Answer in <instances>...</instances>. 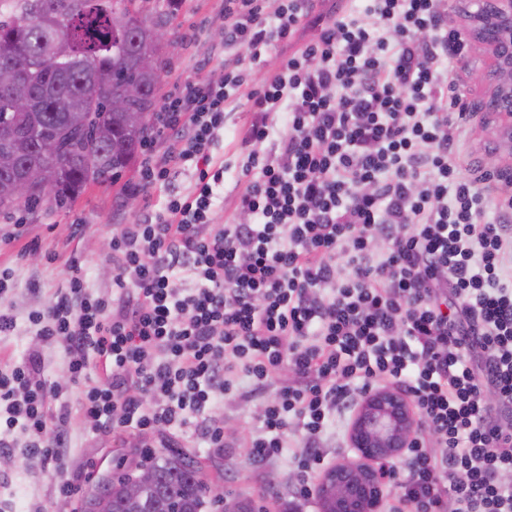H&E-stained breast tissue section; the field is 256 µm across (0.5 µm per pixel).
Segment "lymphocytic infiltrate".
<instances>
[{"label": "lymphocytic infiltrate", "instance_id": "obj_1", "mask_svg": "<svg viewBox=\"0 0 512 512\" xmlns=\"http://www.w3.org/2000/svg\"><path fill=\"white\" fill-rule=\"evenodd\" d=\"M345 2L253 88L248 63L291 41L313 0H224V74L165 96L131 190L177 168L195 183L116 226L111 295L71 268L28 328L62 350L91 437L149 448L168 429L223 447L214 408L239 378L257 391L285 368L294 379L258 415L254 459L282 456L296 432L314 470L337 415L393 388L418 426L387 468L390 512H512V199L461 171L467 43L447 0ZM241 93L243 219L219 224L210 146ZM49 397L39 348L0 368V447L23 434L63 471L70 438Z\"/></svg>", "mask_w": 512, "mask_h": 512}]
</instances>
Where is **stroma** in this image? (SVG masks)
<instances>
[{
	"instance_id": "stroma-1",
	"label": "stroma",
	"mask_w": 512,
	"mask_h": 512,
	"mask_svg": "<svg viewBox=\"0 0 512 512\" xmlns=\"http://www.w3.org/2000/svg\"><path fill=\"white\" fill-rule=\"evenodd\" d=\"M224 0H181L179 6L167 7L165 28L172 38L163 48V78L159 95H166L175 85L190 80L217 79L224 73L222 11ZM472 0H448V17L460 28L469 43L468 57L459 73L458 94L468 113V135L463 146L467 169L482 168L489 156H497L494 186L501 196H512V145L503 142L494 122L487 118L485 105L489 89L476 82L475 73L492 68V49L481 42L474 22L467 12ZM246 94H239L224 117V131L211 146L212 156L224 164V182L217 189L216 220L225 222L235 215V199L240 187L244 155L240 148L242 130L251 114ZM139 179L138 166H131L118 179L92 183L63 205H43L37 210L20 206L13 213L1 214L0 222L10 217L22 218L26 232L21 240L0 243V267L13 269L17 286L9 297L19 320L17 331L0 337V362L9 363L36 345L25 322L28 311L48 301L70 266L81 267L94 292L111 294L112 271L108 252L99 240L112 236L117 224H132L159 208L162 192L138 193L136 209H129L126 188ZM82 224L81 235H73L74 224ZM44 375L49 386L58 388V404L68 409L66 426L71 434L67 454L69 470L60 473L31 456L24 449L8 452V465H0V512H55L68 504L71 512H82L88 494L102 477L119 469L136 468L140 451L134 436L125 443L109 438L93 439L85 434L87 421L81 411L80 388L72 384L63 353L58 346L40 347ZM292 379L288 370L274 374L262 395L249 399L228 396L215 409L224 422V445L203 448L193 439L181 441L183 451L193 454L207 475L208 482L223 483L227 494L246 504L249 512H282L296 491L300 449L293 448L268 463L254 462L249 455V441L258 431L256 418L263 405L273 400ZM91 472L77 494L62 499L58 493L64 475Z\"/></svg>"
}]
</instances>
